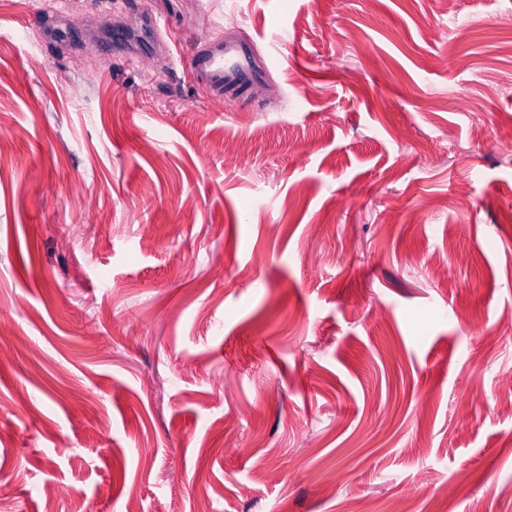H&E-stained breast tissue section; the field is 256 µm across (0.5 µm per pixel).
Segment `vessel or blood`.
Instances as JSON below:
<instances>
[{"instance_id": "b4317fda", "label": "vessel or blood", "mask_w": 512, "mask_h": 512, "mask_svg": "<svg viewBox=\"0 0 512 512\" xmlns=\"http://www.w3.org/2000/svg\"><path fill=\"white\" fill-rule=\"evenodd\" d=\"M190 72L216 100L241 101L249 86L262 77L248 42H213L195 50Z\"/></svg>"}]
</instances>
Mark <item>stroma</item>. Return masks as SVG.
I'll use <instances>...</instances> for the list:
<instances>
[{
    "label": "stroma",
    "mask_w": 512,
    "mask_h": 512,
    "mask_svg": "<svg viewBox=\"0 0 512 512\" xmlns=\"http://www.w3.org/2000/svg\"><path fill=\"white\" fill-rule=\"evenodd\" d=\"M145 15L163 85L107 52ZM510 16L0 0V512H502ZM201 19L266 61L245 104L191 78Z\"/></svg>",
    "instance_id": "obj_1"
}]
</instances>
